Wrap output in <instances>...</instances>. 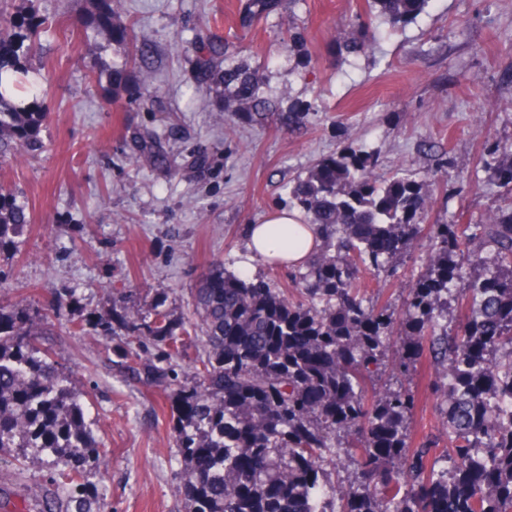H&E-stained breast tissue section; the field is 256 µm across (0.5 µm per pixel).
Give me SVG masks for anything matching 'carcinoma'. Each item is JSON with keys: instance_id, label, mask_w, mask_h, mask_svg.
I'll return each mask as SVG.
<instances>
[{"instance_id": "cac0c4a2", "label": "carcinoma", "mask_w": 512, "mask_h": 512, "mask_svg": "<svg viewBox=\"0 0 512 512\" xmlns=\"http://www.w3.org/2000/svg\"><path fill=\"white\" fill-rule=\"evenodd\" d=\"M282 0H242L239 25L249 33ZM360 36L337 33L347 53L372 50L378 15L396 29L425 13L431 0H366ZM30 33L0 23V157L41 150L45 113L18 99V70L10 58ZM112 38L132 46L134 29L112 26ZM230 93L224 111L238 118L295 130L307 108L284 112L261 94L256 68L228 64L218 76ZM128 97L153 101L143 78L117 82ZM487 156L496 178L512 184V144ZM366 144L318 160L288 186L290 209L304 217L315 246L292 282L302 300L221 266L195 290L194 313L208 355L196 364L197 386H181L176 445L187 512H512V198L489 218L456 216L429 227L435 243L427 272L417 276L395 313L366 303L361 276L387 272L420 233L415 218L430 198L412 174L384 176ZM27 226L25 207L0 188V250ZM493 246L488 265L472 248ZM459 324L448 326V307ZM113 353L137 380L179 385L176 359L193 325L167 312H130ZM408 378L429 355L437 366L436 408L448 436L444 455L431 442L411 447L416 407L411 386L386 387L373 401L367 382L382 376L390 350ZM94 441L91 423L68 377L47 350L31 342L27 315L0 293V449L26 458L47 456L60 466L44 512H101L89 500L78 462ZM350 468L348 479L324 480L329 468Z\"/></svg>"}]
</instances>
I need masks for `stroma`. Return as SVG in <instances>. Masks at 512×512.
I'll return each instance as SVG.
<instances>
[{
	"label": "stroma",
	"mask_w": 512,
	"mask_h": 512,
	"mask_svg": "<svg viewBox=\"0 0 512 512\" xmlns=\"http://www.w3.org/2000/svg\"><path fill=\"white\" fill-rule=\"evenodd\" d=\"M240 0H116L113 22L134 26L145 57L99 29V0H0V18L46 22L39 48L21 51L47 117L42 149L0 162V187L26 208L28 226L0 250V291L26 309L36 342L52 348L94 422L98 465L84 474L105 512H185L171 406L177 387L142 385L108 358L109 323L161 308L194 320L192 293L210 264L280 288L288 269L248 260V231L287 208L286 186L348 144L380 154L382 171L428 177L432 204L410 253L373 281L368 298L400 308L430 264L428 233L443 211L496 212L512 188L480 158L512 143V0H432L396 32L379 25L372 58L349 61L335 43L365 0H299L238 40ZM224 44L213 66H259L264 96L308 106L300 130L224 118L227 91L197 79L188 45L200 31ZM159 89L148 105L118 96L113 71ZM158 136L163 162L135 163ZM418 365L412 441L444 439ZM52 467L0 454V512H38Z\"/></svg>",
	"instance_id": "stroma-1"
}]
</instances>
